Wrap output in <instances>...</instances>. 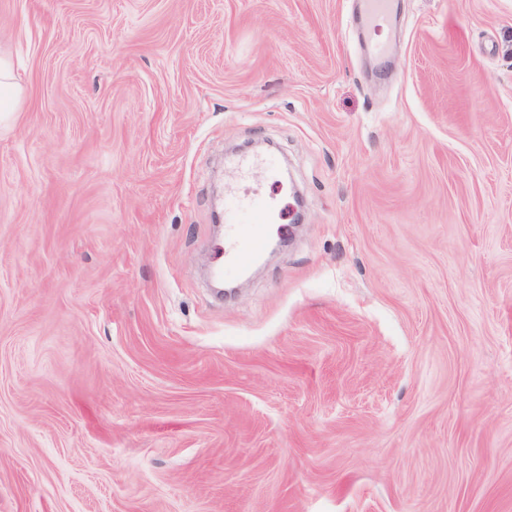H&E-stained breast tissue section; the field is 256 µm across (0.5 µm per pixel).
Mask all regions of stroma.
<instances>
[{"mask_svg":"<svg viewBox=\"0 0 512 512\" xmlns=\"http://www.w3.org/2000/svg\"><path fill=\"white\" fill-rule=\"evenodd\" d=\"M358 11L0 0V512H512V0ZM21 86L11 64L0 58V112H17L21 98ZM271 212L267 201L259 194L242 198L236 192L224 195V223L231 224V235L224 241V259L219 273L234 277L250 269L266 251L268 239L265 225ZM241 219L250 227L236 225Z\"/></svg>","mask_w":512,"mask_h":512,"instance_id":"35a3bbf8","label":"stroma"}]
</instances>
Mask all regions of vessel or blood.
<instances>
[{
    "label": "vessel or blood",
    "mask_w": 512,
    "mask_h": 512,
    "mask_svg": "<svg viewBox=\"0 0 512 512\" xmlns=\"http://www.w3.org/2000/svg\"><path fill=\"white\" fill-rule=\"evenodd\" d=\"M271 212L267 201L255 194L244 198L232 192L224 197V221L231 235L224 242L221 275L233 277L250 269L265 252L268 239L265 226Z\"/></svg>",
    "instance_id": "obj_1"
}]
</instances>
